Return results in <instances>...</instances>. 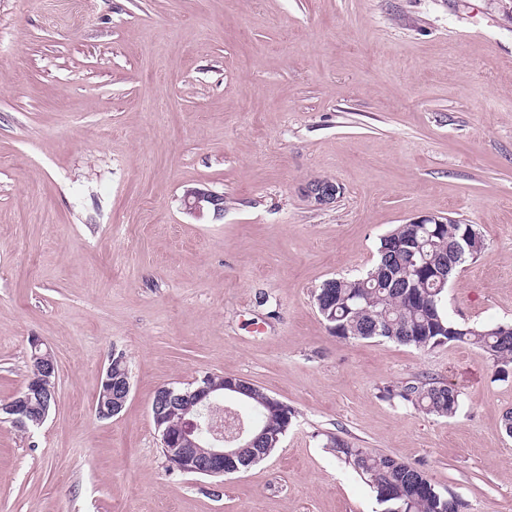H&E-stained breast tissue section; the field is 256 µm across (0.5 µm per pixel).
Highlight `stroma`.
I'll return each instance as SVG.
<instances>
[{
	"label": "stroma",
	"instance_id": "obj_1",
	"mask_svg": "<svg viewBox=\"0 0 512 512\" xmlns=\"http://www.w3.org/2000/svg\"><path fill=\"white\" fill-rule=\"evenodd\" d=\"M316 177L332 206L303 199ZM426 214L487 244L449 316L512 323V0H0V402L31 337L58 364L42 427L0 420V512H378L330 435L512 512V377L467 344L338 339L315 305ZM116 350L132 391L101 419ZM206 373L295 411L245 472L162 454L156 390ZM422 376L461 390L456 417L381 394ZM302 187V196L307 203L314 208L328 206L336 201L339 188L333 181L327 178H314ZM326 180V181H323ZM184 203L187 210L201 216L204 211L213 210L215 215L224 212V198L201 189H190L184 193Z\"/></svg>",
	"mask_w": 512,
	"mask_h": 512
}]
</instances>
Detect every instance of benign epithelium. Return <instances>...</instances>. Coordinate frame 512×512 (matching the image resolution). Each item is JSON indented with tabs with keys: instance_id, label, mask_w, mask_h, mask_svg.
<instances>
[{
	"instance_id": "7a95c632",
	"label": "benign epithelium",
	"mask_w": 512,
	"mask_h": 512,
	"mask_svg": "<svg viewBox=\"0 0 512 512\" xmlns=\"http://www.w3.org/2000/svg\"><path fill=\"white\" fill-rule=\"evenodd\" d=\"M338 193L337 185L327 180L309 181L302 187V196L314 208L334 203ZM184 203L187 210L196 216L208 210L217 216L224 212V198L201 189L186 191ZM30 357L32 373L24 389L16 397L0 404V415H7L16 427L24 431L41 427L55 403L57 366L53 355L43 347V341L38 337L30 340ZM119 363L121 360L117 355H112L102 374L96 403L100 419L118 415L130 396V375L128 370L117 368ZM252 386L253 383L242 378L216 381L207 374L186 387H159L151 404V414L169 467L182 473L209 477L241 471L236 460L243 449L254 446L256 438L242 424L235 434L225 436L216 409L224 398V389L246 395ZM179 411L182 412L181 424L175 430L168 420L171 413Z\"/></svg>"
}]
</instances>
